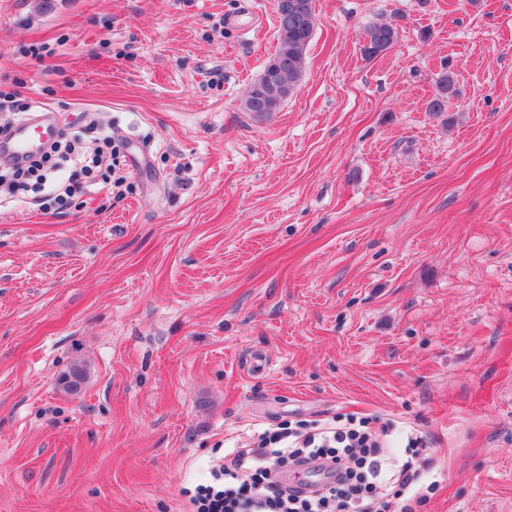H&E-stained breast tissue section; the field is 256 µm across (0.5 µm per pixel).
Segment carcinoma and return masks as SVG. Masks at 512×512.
I'll return each instance as SVG.
<instances>
[{
  "instance_id": "obj_1",
  "label": "carcinoma",
  "mask_w": 512,
  "mask_h": 512,
  "mask_svg": "<svg viewBox=\"0 0 512 512\" xmlns=\"http://www.w3.org/2000/svg\"><path fill=\"white\" fill-rule=\"evenodd\" d=\"M315 0H288V14L277 15V47L266 62L261 76L252 83L241 102L243 111L253 119H268L276 114L297 89L307 66V50L315 28ZM398 28L390 23L369 27L363 37L362 53L368 60L394 48ZM437 94L429 103V111L441 112L448 97L456 94L452 71L445 69L436 80ZM88 369L81 361L57 378L58 389L69 395L81 394Z\"/></svg>"
}]
</instances>
